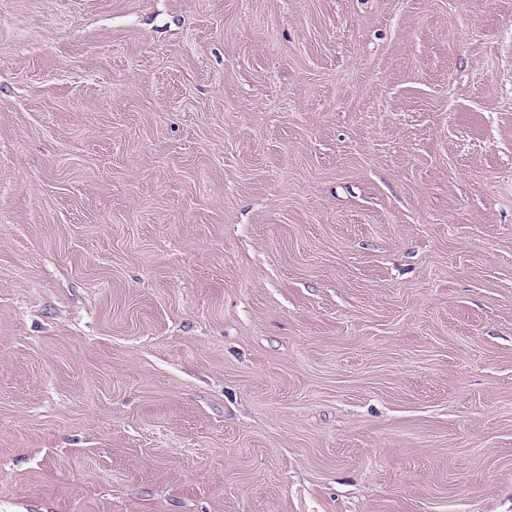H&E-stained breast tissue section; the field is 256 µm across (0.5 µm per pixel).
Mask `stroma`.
Wrapping results in <instances>:
<instances>
[{"label": "stroma", "mask_w": 512, "mask_h": 512, "mask_svg": "<svg viewBox=\"0 0 512 512\" xmlns=\"http://www.w3.org/2000/svg\"><path fill=\"white\" fill-rule=\"evenodd\" d=\"M0 512H512V0H0Z\"/></svg>", "instance_id": "35a3bbf8"}]
</instances>
